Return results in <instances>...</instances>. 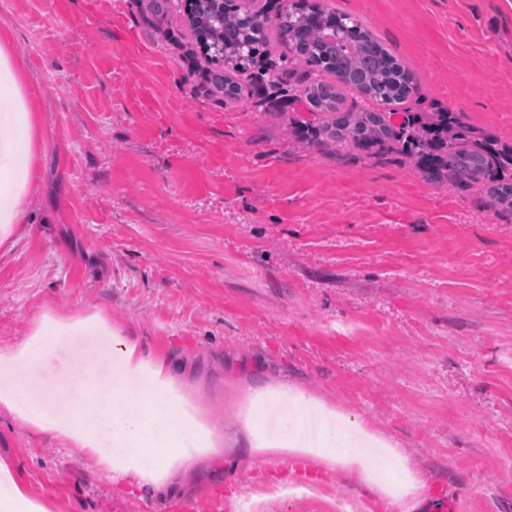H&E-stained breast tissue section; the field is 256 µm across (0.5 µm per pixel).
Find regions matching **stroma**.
Segmentation results:
<instances>
[{"instance_id": "stroma-1", "label": "stroma", "mask_w": 512, "mask_h": 512, "mask_svg": "<svg viewBox=\"0 0 512 512\" xmlns=\"http://www.w3.org/2000/svg\"><path fill=\"white\" fill-rule=\"evenodd\" d=\"M364 27L417 93L381 143L339 142L297 98L320 80L269 30L225 104L184 25L147 0H0L10 98L31 125V177L0 242V349L101 314L166 364L224 432V458L173 473L172 496L81 457L0 405V460L42 512H164L169 498L233 512H325L383 500L335 471L240 450L239 421L269 385L298 394L417 472L418 512H512V207L404 147L405 120L452 111L461 148L512 176V0H315ZM281 72L282 83L269 76ZM69 351L39 362L66 405ZM313 484L283 498L282 486Z\"/></svg>"}]
</instances>
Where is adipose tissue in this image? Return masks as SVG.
I'll use <instances>...</instances> for the list:
<instances>
[{"instance_id":"adipose-tissue-1","label":"adipose tissue","mask_w":512,"mask_h":512,"mask_svg":"<svg viewBox=\"0 0 512 512\" xmlns=\"http://www.w3.org/2000/svg\"><path fill=\"white\" fill-rule=\"evenodd\" d=\"M0 152L19 157L17 182L26 185L30 178L26 129L10 119L0 124ZM62 343L72 353L64 387L76 398L66 412L50 417L36 392L38 365L44 354ZM176 389L175 380L165 376L162 366L152 365L138 341L121 337L101 319L90 329L80 325L69 334L40 333L14 350L0 352L1 404L11 409L17 400H26L24 421L63 439L79 454H99L102 442H110L113 451L104 460L109 469L160 490L165 484L158 471L145 470L141 464L143 451H153L158 466L187 468L195 454L217 451L223 443L221 431L202 422L196 412L182 410L177 424L161 428L139 412L142 404H165L166 393ZM185 433L195 435L197 453L178 448Z\"/></svg>"}]
</instances>
